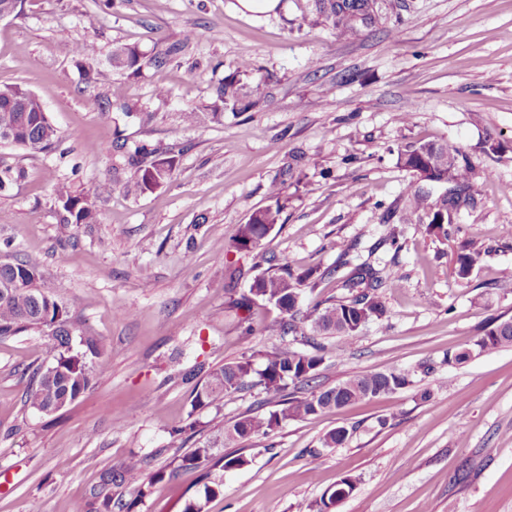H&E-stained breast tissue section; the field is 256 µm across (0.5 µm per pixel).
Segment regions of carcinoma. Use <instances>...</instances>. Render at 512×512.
<instances>
[{
	"label": "carcinoma",
	"instance_id": "1",
	"mask_svg": "<svg viewBox=\"0 0 512 512\" xmlns=\"http://www.w3.org/2000/svg\"><path fill=\"white\" fill-rule=\"evenodd\" d=\"M318 7L333 26L338 27L348 18L368 9L370 4L369 0H318ZM192 40L193 35L189 34L182 44L168 49L165 56L149 60L135 46H119L112 51L109 59L111 71L89 70L87 76L106 78L111 73L131 76L148 64L162 67L169 56L182 51ZM72 52L80 64L90 66L96 62V47L92 42L77 43ZM222 101L224 90L220 89L218 104L213 106L212 111L184 112L183 122L196 126L206 121H220L224 116L220 106ZM4 127L16 130L13 144L31 153L52 148L58 139L57 130L49 121L41 100L18 86L0 87V129ZM153 155L155 149L146 144L137 146L132 155V162L137 165V178L132 186L141 192L161 187L173 170V160L169 158L145 163V159ZM398 156L401 165L412 172L421 184L409 185L404 206L391 210L389 216L397 217L400 224H414L426 218L429 229L441 237H448L451 213L473 202L479 169L459 148L441 142L407 144L399 149ZM22 177L23 170L0 155V192ZM132 186L114 181L112 192H128ZM282 193L281 185H271L269 195L277 203L255 211L247 223L240 225L233 248L240 252H251L260 245L268 229L280 221L282 206L278 200ZM56 197L65 212L63 222L98 223L92 196L75 188L74 184H58ZM350 250L351 247H344L342 260L329 270L311 267L297 271L288 265H272L255 275L248 293L232 299L233 308L247 312V315L239 318L243 334L251 335L259 330L283 340L290 336L296 342L312 343L313 351L278 348L263 355L264 366L261 369L255 367L253 358L243 357L206 373L203 381L196 384L192 391V407L195 410L217 409L227 397L255 384L263 386L269 393L282 395L281 408L265 414L245 415L223 426L214 440L182 456L180 466L200 469L206 479L215 466H244L248 463L245 457H228L224 455V449L233 448L254 435H267L289 419L324 413L382 393L394 392L409 384L407 377L401 374L371 371L346 378L334 387L313 389L301 396L289 391L292 386L308 385L315 380L324 361V347L311 342L312 335H338L351 345L357 340L362 326L385 315V308L375 291L387 282L397 285V272L393 269L385 272L369 262L353 266L346 259ZM481 254V247L475 242L460 247L456 258L459 278L470 276ZM345 267L349 271L339 277V281L347 293L340 297H329L309 312L300 314L296 296L306 288L316 287L323 279ZM35 271V266L23 262L0 266V284L5 281L18 283L9 296H0V336H15L29 331L44 336L53 376H48L45 370L35 372L33 384L27 392L30 407L43 413L59 399L74 402L80 398L104 368V360L98 339L80 329L59 305L58 296L64 285H58L57 292L53 294L46 293L32 278L31 273ZM259 301L275 306L284 316L260 329L256 328L250 312ZM511 345L512 319L493 320L486 325L473 346L448 355V363L461 365L477 353H488Z\"/></svg>",
	"mask_w": 512,
	"mask_h": 512
}]
</instances>
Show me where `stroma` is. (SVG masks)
I'll return each instance as SVG.
<instances>
[{
    "label": "stroma",
    "mask_w": 512,
    "mask_h": 512,
    "mask_svg": "<svg viewBox=\"0 0 512 512\" xmlns=\"http://www.w3.org/2000/svg\"><path fill=\"white\" fill-rule=\"evenodd\" d=\"M112 2L18 0L0 19V86L36 94L61 138L34 154L0 145L25 171L0 193V261L35 264L43 291L65 284L60 303L106 361L81 398L44 415L26 402L47 363L43 336L0 337V512H98L107 495L133 512H184L202 482L178 469L179 456L215 435L213 418L229 424L277 401L257 386L218 411L191 407L184 372L282 344L242 334L227 267L241 269L244 292L273 260L334 268L344 243L351 263L397 269L400 280L380 289L386 314L354 344L320 337L317 384L393 371L410 386L245 440L236 452L247 465L213 470L218 493L203 512H316L345 476L355 488L331 512H512V346L447 362L490 320L512 319V0H375L372 23L346 32L315 0H279L263 14L238 0ZM83 40L96 43L101 68L122 44L148 57L185 49L123 77L125 117L104 107L110 84L77 67L71 47ZM245 46L256 51L250 73L236 65ZM220 86L222 122L184 125L182 112L206 108ZM425 141L461 148L481 171L474 206L445 240L387 215L414 179L399 148ZM141 143L173 159L170 179L112 193L111 179H134L129 156ZM68 179L92 195L98 223H61L55 188ZM275 181L286 187L279 224L254 252L232 250ZM468 240L483 254L462 279L456 256ZM339 427L347 440L324 446ZM132 458L137 473L104 483Z\"/></svg>",
    "instance_id": "obj_1"
}]
</instances>
